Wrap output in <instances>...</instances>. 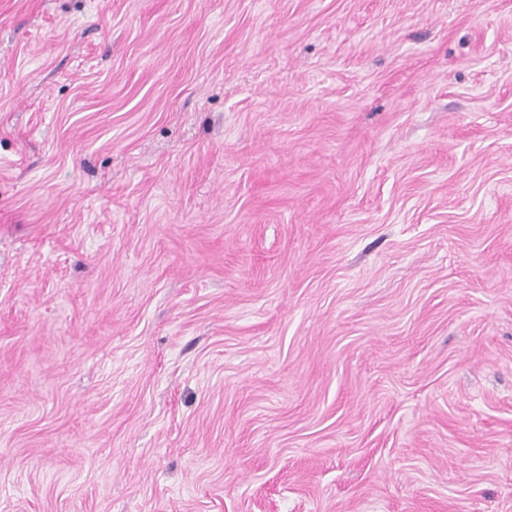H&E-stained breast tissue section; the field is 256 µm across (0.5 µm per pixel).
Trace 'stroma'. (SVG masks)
Here are the masks:
<instances>
[{
    "mask_svg": "<svg viewBox=\"0 0 512 512\" xmlns=\"http://www.w3.org/2000/svg\"><path fill=\"white\" fill-rule=\"evenodd\" d=\"M0 512H512V0H0Z\"/></svg>",
    "mask_w": 512,
    "mask_h": 512,
    "instance_id": "35a3bbf8",
    "label": "stroma"
}]
</instances>
